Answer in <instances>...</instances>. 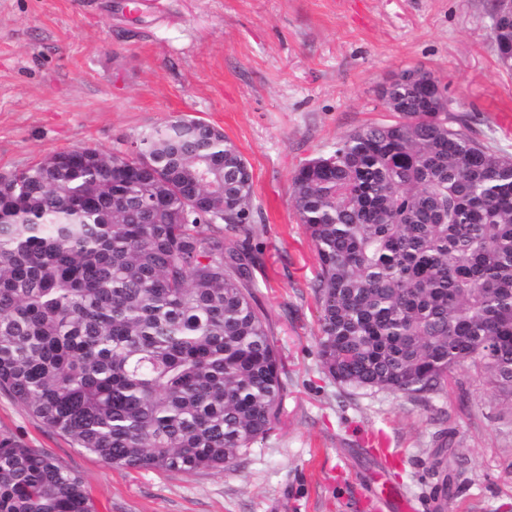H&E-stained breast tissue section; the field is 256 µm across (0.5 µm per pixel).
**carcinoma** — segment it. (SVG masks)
Returning a JSON list of instances; mask_svg holds the SVG:
<instances>
[{"label": "carcinoma", "instance_id": "carcinoma-1", "mask_svg": "<svg viewBox=\"0 0 512 512\" xmlns=\"http://www.w3.org/2000/svg\"><path fill=\"white\" fill-rule=\"evenodd\" d=\"M512 72V13L493 0ZM423 67L383 85L397 120L295 171L318 258L319 357L336 384L414 398L458 366L512 402V158L448 117ZM247 160L179 118L123 156L53 154L0 176V390L105 462L232 471L274 428L273 331L256 305ZM0 512H97L81 479L0 435Z\"/></svg>", "mask_w": 512, "mask_h": 512}]
</instances>
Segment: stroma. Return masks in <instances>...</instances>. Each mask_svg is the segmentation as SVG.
Segmentation results:
<instances>
[{
  "label": "stroma",
  "instance_id": "stroma-1",
  "mask_svg": "<svg viewBox=\"0 0 512 512\" xmlns=\"http://www.w3.org/2000/svg\"><path fill=\"white\" fill-rule=\"evenodd\" d=\"M490 0H0V173L74 147L123 151L192 117L253 174L254 295L284 385L273 431L234 471L126 470L73 447L0 391V434L50 453L99 512H370L389 477L418 512H512V404L466 367L425 398L350 391L324 372L314 246L295 171L354 129L388 123L378 89L422 66L450 116L512 157V74ZM448 446L443 498L433 450Z\"/></svg>",
  "mask_w": 512,
  "mask_h": 512
}]
</instances>
